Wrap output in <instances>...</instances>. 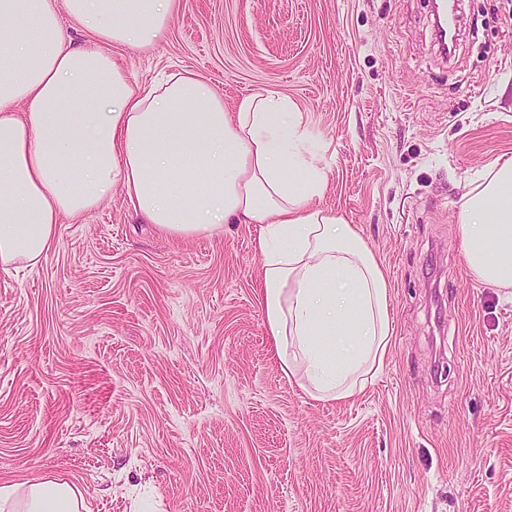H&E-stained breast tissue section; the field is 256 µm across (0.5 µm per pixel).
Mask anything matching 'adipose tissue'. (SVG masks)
I'll return each mask as SVG.
<instances>
[{
	"instance_id": "obj_1",
	"label": "adipose tissue",
	"mask_w": 512,
	"mask_h": 512,
	"mask_svg": "<svg viewBox=\"0 0 512 512\" xmlns=\"http://www.w3.org/2000/svg\"><path fill=\"white\" fill-rule=\"evenodd\" d=\"M178 0H0V269L34 266L62 216L121 186L163 235L260 228L262 307L288 378L317 400H347L382 365L393 321L387 276L355 225L313 206L327 186L303 113L271 92L225 108L183 71L132 85L111 47L160 39ZM92 35L67 41L59 15ZM466 265L512 287V160L459 212ZM55 480L0 485V512H83Z\"/></svg>"
}]
</instances>
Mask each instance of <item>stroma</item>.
<instances>
[{
    "label": "stroma",
    "instance_id": "1",
    "mask_svg": "<svg viewBox=\"0 0 512 512\" xmlns=\"http://www.w3.org/2000/svg\"><path fill=\"white\" fill-rule=\"evenodd\" d=\"M462 8L448 56L430 0H179L163 39L114 48L135 85L296 104L315 204L383 263L395 334L361 393L309 397L265 325L258 225L171 239L113 188L0 270V485L63 481L91 512H512V288L458 234L512 158V0Z\"/></svg>",
    "mask_w": 512,
    "mask_h": 512
}]
</instances>
